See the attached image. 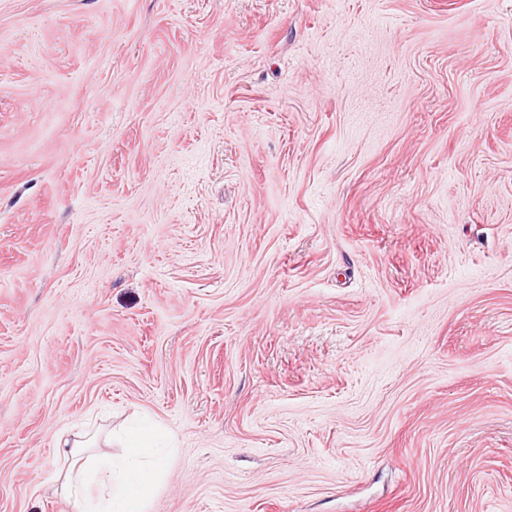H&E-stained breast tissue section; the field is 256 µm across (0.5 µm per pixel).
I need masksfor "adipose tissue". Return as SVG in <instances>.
Instances as JSON below:
<instances>
[{
	"instance_id": "1",
	"label": "adipose tissue",
	"mask_w": 512,
	"mask_h": 512,
	"mask_svg": "<svg viewBox=\"0 0 512 512\" xmlns=\"http://www.w3.org/2000/svg\"><path fill=\"white\" fill-rule=\"evenodd\" d=\"M66 457L73 461L61 482L65 496L90 501V489H105L101 512H146V502L160 471L161 451L153 445V434L144 430L129 436L122 455L89 457L90 443L63 439Z\"/></svg>"
}]
</instances>
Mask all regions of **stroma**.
Masks as SVG:
<instances>
[{"mask_svg": "<svg viewBox=\"0 0 512 512\" xmlns=\"http://www.w3.org/2000/svg\"><path fill=\"white\" fill-rule=\"evenodd\" d=\"M512 512V0H0V512ZM64 457L73 460L62 476V492L74 500L90 502L93 485L102 486V510L88 512H146V502L161 466V448L153 446V433L143 430L130 435L120 456L84 457L92 445L84 439H63ZM68 448V449H66Z\"/></svg>", "mask_w": 512, "mask_h": 512, "instance_id": "obj_1", "label": "stroma"}]
</instances>
